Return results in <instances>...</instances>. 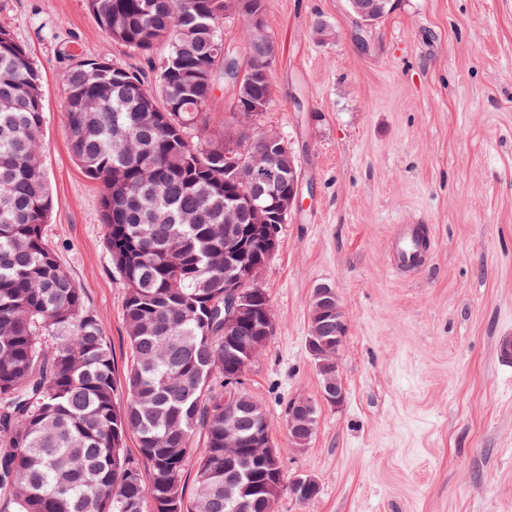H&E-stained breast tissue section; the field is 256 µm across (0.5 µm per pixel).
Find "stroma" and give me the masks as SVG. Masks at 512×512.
Segmentation results:
<instances>
[{
  "label": "stroma",
  "mask_w": 512,
  "mask_h": 512,
  "mask_svg": "<svg viewBox=\"0 0 512 512\" xmlns=\"http://www.w3.org/2000/svg\"><path fill=\"white\" fill-rule=\"evenodd\" d=\"M318 21L329 37L313 35ZM264 23L273 102L251 124L287 140L302 204L258 277L273 331L244 387L266 408L285 480L320 487L305 503L281 494L274 512H512V363L498 352L512 336V0H391L372 26L347 0H266ZM0 27L44 79L47 238L124 371L125 288L98 184L69 151L58 76L106 58L149 82L152 65L87 0H0ZM400 224L431 240L418 268L396 266ZM320 283L346 318L337 406L305 348ZM301 396L319 415L295 452L284 410Z\"/></svg>",
  "instance_id": "obj_1"
}]
</instances>
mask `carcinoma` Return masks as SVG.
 <instances>
[{
  "instance_id": "obj_1",
  "label": "carcinoma",
  "mask_w": 512,
  "mask_h": 512,
  "mask_svg": "<svg viewBox=\"0 0 512 512\" xmlns=\"http://www.w3.org/2000/svg\"><path fill=\"white\" fill-rule=\"evenodd\" d=\"M225 0H87L113 40L152 57L153 84L105 58L80 59L59 75L69 148L100 193L105 242L126 288L123 321L132 360L117 398L112 350L44 236L54 199L41 156L42 77L29 52L0 29V495L14 512H273L282 468L254 453L269 438L264 406L247 390L224 400V376L250 358V328L224 335V241L245 240L255 217L224 224V206L250 194L271 206L294 191L298 163L281 139L276 174L224 177L230 159L263 149L247 139L271 82L233 85L228 116L210 112L216 83L196 78L232 51ZM374 23L384 0H357ZM271 36L245 30L242 68L268 64ZM234 131L193 140L208 123ZM268 319L265 290L253 297ZM309 335L343 338L329 307L309 304ZM244 440L224 447V430ZM137 439L148 468L125 454ZM204 437L202 451L194 448ZM193 462L187 494L183 472Z\"/></svg>"
}]
</instances>
